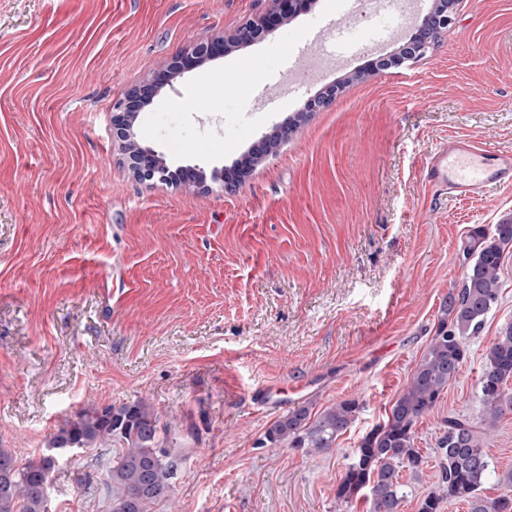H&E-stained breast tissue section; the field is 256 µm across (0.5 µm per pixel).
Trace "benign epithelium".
Returning <instances> with one entry per match:
<instances>
[{
  "label": "benign epithelium",
  "instance_id": "7a95c632",
  "mask_svg": "<svg viewBox=\"0 0 512 512\" xmlns=\"http://www.w3.org/2000/svg\"><path fill=\"white\" fill-rule=\"evenodd\" d=\"M452 23V16L448 12H439L432 8L423 17L418 26L417 50L429 45L434 36L448 28ZM265 32L263 21H248L229 35L200 39L191 43L182 55L176 57L171 68L177 72L193 66L197 62L212 57L222 56L230 44H247L257 40ZM158 92L157 82L151 81L140 84L128 90L115 105L112 114V129L116 138L129 147L126 151L127 162L135 179L147 181H164L166 169L158 163V157L152 150L142 148L133 132V124L137 112L141 107L153 101ZM336 86L322 87L315 96L308 101L305 109L308 112H321L336 102Z\"/></svg>",
  "mask_w": 512,
  "mask_h": 512
}]
</instances>
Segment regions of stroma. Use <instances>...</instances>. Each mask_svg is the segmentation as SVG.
I'll return each instance as SVG.
<instances>
[{
    "label": "stroma",
    "instance_id": "1",
    "mask_svg": "<svg viewBox=\"0 0 512 512\" xmlns=\"http://www.w3.org/2000/svg\"><path fill=\"white\" fill-rule=\"evenodd\" d=\"M353 9L309 0L263 40L169 79L182 49L271 15L272 0H0V448L38 457L69 414L142 398L178 463L155 512H342L345 467L425 352L469 231L512 217V187L436 199L420 177L451 136L512 152V0H456L400 69L366 70L411 38L396 14L350 26L368 50L325 65L336 104L225 188L316 94L289 83L290 59ZM152 79L163 85L134 132L170 170L199 165L203 186L128 169L112 107ZM500 278L460 374L415 427L427 465L403 474L404 512L440 479L445 419L480 417L486 350L512 325V255ZM256 384L287 405L251 407ZM346 399L361 410L329 451L263 446L288 410ZM108 467L98 450L63 457L52 512H109Z\"/></svg>",
    "mask_w": 512,
    "mask_h": 512
}]
</instances>
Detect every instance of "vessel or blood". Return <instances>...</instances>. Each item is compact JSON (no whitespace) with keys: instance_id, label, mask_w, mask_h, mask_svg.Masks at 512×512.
I'll return each mask as SVG.
<instances>
[{"instance_id":"b4317fda","label":"vessel or blood","mask_w":512,"mask_h":512,"mask_svg":"<svg viewBox=\"0 0 512 512\" xmlns=\"http://www.w3.org/2000/svg\"><path fill=\"white\" fill-rule=\"evenodd\" d=\"M432 197L483 194L490 186H512V154L487 148L474 138L441 141L423 167Z\"/></svg>"}]
</instances>
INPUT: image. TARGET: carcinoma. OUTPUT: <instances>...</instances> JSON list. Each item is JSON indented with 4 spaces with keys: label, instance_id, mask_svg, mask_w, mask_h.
<instances>
[{
    "label": "carcinoma",
    "instance_id": "carcinoma-1",
    "mask_svg": "<svg viewBox=\"0 0 512 512\" xmlns=\"http://www.w3.org/2000/svg\"><path fill=\"white\" fill-rule=\"evenodd\" d=\"M512 249V217L487 230L474 229L462 248V285L448 293L438 328L402 394L382 423L364 434L336 488V501L348 508L359 493L369 512H402L407 500L401 474L419 472L425 457L415 447V426L437 405L449 381L467 357V340L477 335L500 299V266ZM481 421L450 416L438 440L441 483L423 496L419 512H438L440 503L465 502L469 512H512V470L500 472L485 450L484 427L512 411V326L487 349L477 383ZM360 411L356 400H343L311 418L299 408L275 420L263 444L286 445L322 452L333 447ZM168 426L151 403L138 399L120 406L82 409L65 418L50 433L46 452L22 462L0 449V512H51L47 488L56 463L73 448L115 449L108 470L107 491L119 492L112 512H150L170 501L177 464L171 457ZM494 482L502 494H480Z\"/></svg>",
    "mask_w": 512,
    "mask_h": 512
}]
</instances>
